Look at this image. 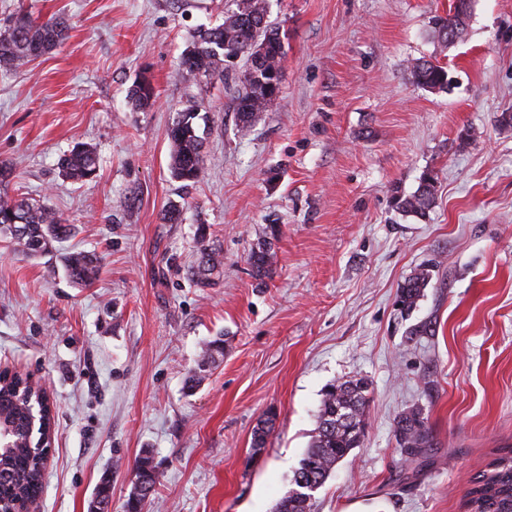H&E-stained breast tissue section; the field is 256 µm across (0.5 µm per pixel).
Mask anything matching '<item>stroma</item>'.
I'll return each instance as SVG.
<instances>
[{"label": "stroma", "mask_w": 512, "mask_h": 512, "mask_svg": "<svg viewBox=\"0 0 512 512\" xmlns=\"http://www.w3.org/2000/svg\"><path fill=\"white\" fill-rule=\"evenodd\" d=\"M452 4L268 0L287 34L281 90L241 136L232 88L179 67L227 0H0V19L23 6L69 25L57 49L0 73L11 188L74 228L46 257L0 236V367L54 404L39 512H89L104 478L111 512H125L144 454L158 473L148 512H274L323 390L350 378L368 384L365 440L311 512H464L471 478L512 448V127L497 122L512 113V0H473L445 44L431 19ZM423 57L447 67V91L411 82ZM142 77L157 101L137 112L127 92ZM193 101L208 108V160L186 187L168 131ZM78 143L99 157L85 183L57 169ZM429 169L426 217L397 210ZM173 204L182 222L162 223ZM201 224L224 260L208 288L189 278ZM270 224L280 235L259 281L248 255ZM78 250L102 258L86 287L63 262ZM425 264L429 286L401 310V284ZM219 335L223 358L199 371ZM411 409L434 445L405 480L393 425Z\"/></svg>", "instance_id": "1"}]
</instances>
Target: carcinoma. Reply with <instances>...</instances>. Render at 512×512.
<instances>
[{
    "label": "carcinoma",
    "instance_id": "1",
    "mask_svg": "<svg viewBox=\"0 0 512 512\" xmlns=\"http://www.w3.org/2000/svg\"><path fill=\"white\" fill-rule=\"evenodd\" d=\"M233 4L235 8L224 12L223 23L193 35L181 66L189 73L227 80L230 72L226 63L237 58L243 61L241 85L236 88L234 99L237 131L245 136L274 98L273 75L269 71L282 68L286 50L279 28L268 19L267 0H233ZM471 11L472 0H456L452 12L434 16L432 24L437 39L451 43L460 38ZM66 31V23L60 17L38 21L29 12L18 10L0 30V70H17L50 53L66 38ZM408 72L418 87L438 92L448 89L447 68L430 60L411 61ZM129 98L137 109L150 107L155 98L151 81L145 77L135 81L129 89ZM202 107L203 104L196 102L188 105L178 113L168 134L171 173L187 184L200 179L207 163L205 139L199 135L198 124ZM57 166L62 177L73 181H90L97 175L95 151L84 143L61 155ZM436 183V173L427 171L415 192L396 197L397 208L405 214L426 216L435 200ZM72 230V225L50 206L19 194L0 193V232L11 235L18 252L26 256L48 254ZM279 234L278 225H268L267 240L249 254L252 274L260 280L269 274L274 260L271 245ZM197 245L199 261L190 276L197 285L207 287L222 261L210 246L204 226L199 228ZM66 269L73 283L90 285L98 278L100 259L93 254L73 253L66 258ZM429 280V270L424 266L405 279L400 291L403 307L416 306ZM219 356H224L221 338L206 344L198 368L215 362ZM367 392L368 385L363 379L333 383L324 389L311 443L294 471L292 488L277 502L275 512H311L313 492L324 484L337 463L363 443ZM37 397L27 379L0 376V419L11 426V432L0 438V499L3 501L18 495H38L42 491L43 475L37 449L41 432L31 427L28 414L18 406ZM275 420L276 415H269L254 429L251 447L255 451L266 447ZM394 436L400 447L412 453L433 445L420 413L413 410L395 420ZM156 483L155 466L150 457L144 456L136 466L126 512H143ZM465 507L466 512H512V448L498 450L485 469L472 478Z\"/></svg>",
    "mask_w": 512,
    "mask_h": 512
}]
</instances>
